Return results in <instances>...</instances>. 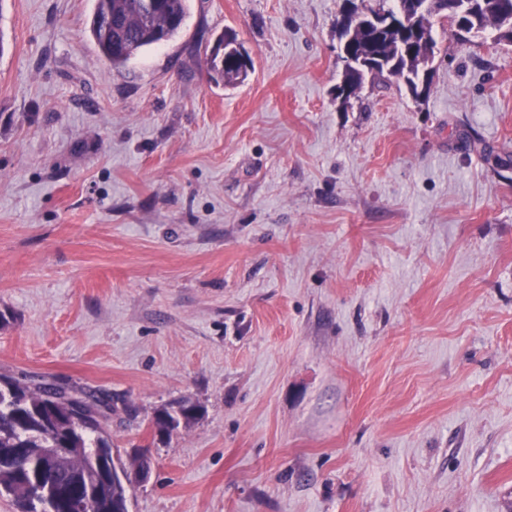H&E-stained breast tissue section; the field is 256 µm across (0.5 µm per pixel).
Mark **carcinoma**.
<instances>
[{"mask_svg":"<svg viewBox=\"0 0 512 512\" xmlns=\"http://www.w3.org/2000/svg\"><path fill=\"white\" fill-rule=\"evenodd\" d=\"M370 11L401 9L407 20L419 27L416 39L400 29L386 32L371 39L357 29L353 33L355 51L377 57L369 71L372 79L387 81L391 78L416 90L415 79L421 61L432 57L436 42L432 35L436 13L431 0H359ZM469 17L463 29L468 34L488 29L498 32V40L512 43V0H466ZM188 0H161V9L151 16L142 10V0H96L89 23V33L100 54L118 69L138 51L164 43L175 36L180 27L172 18L186 20ZM116 21L106 26L102 19ZM213 79L226 84L235 83L243 70L229 52L215 54L209 59ZM109 395L96 390L59 392L53 384L43 382L33 386L9 377H0V448H27L40 456L43 448H59L67 442L73 451L52 465L46 479L57 488H68L81 474H88L101 485V497L96 512H117L129 499L134 486L132 476L148 467L147 461L130 457L129 463L114 460L112 443L104 434L99 418L108 410ZM201 414L200 406L183 403L175 411H157L151 425L153 431L168 435L181 424H188ZM29 493L28 477L14 463L0 456V495L18 502Z\"/></svg>","mask_w":512,"mask_h":512,"instance_id":"1","label":"carcinoma"}]
</instances>
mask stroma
Returning a JSON list of instances; mask_svg holds the SVG:
<instances>
[{
  "mask_svg": "<svg viewBox=\"0 0 512 512\" xmlns=\"http://www.w3.org/2000/svg\"><path fill=\"white\" fill-rule=\"evenodd\" d=\"M342 4L190 0L115 69L95 0H0V375L111 395L129 512H512V44L435 21L424 100L344 103ZM209 65L210 70L214 74L213 79L220 80L224 82V84L235 83L239 79L240 75L246 71L239 69L232 52H228L226 55L224 52V60L220 53L215 55L212 54L209 59ZM201 414L200 406L192 403H183L178 406L175 411H168L166 409L157 411L151 425L153 431L160 435H169L171 432L176 431L181 423L187 425L191 421L198 419Z\"/></svg>",
  "mask_w": 512,
  "mask_h": 512,
  "instance_id": "35a3bbf8",
  "label": "stroma"
}]
</instances>
